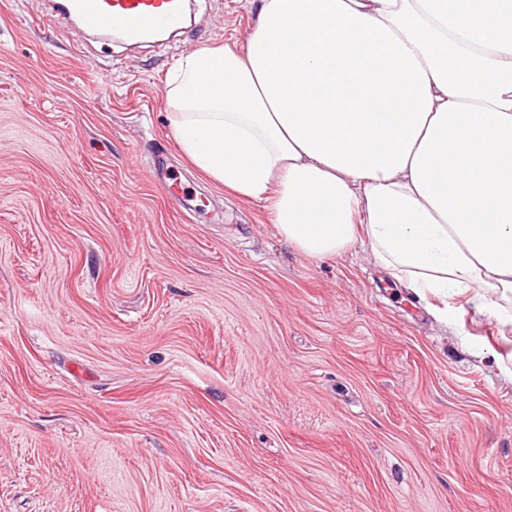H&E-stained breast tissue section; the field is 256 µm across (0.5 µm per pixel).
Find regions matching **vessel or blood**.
<instances>
[{
    "instance_id": "b4317fda",
    "label": "vessel or blood",
    "mask_w": 512,
    "mask_h": 512,
    "mask_svg": "<svg viewBox=\"0 0 512 512\" xmlns=\"http://www.w3.org/2000/svg\"><path fill=\"white\" fill-rule=\"evenodd\" d=\"M49 14L72 25L75 41L105 32L137 44L157 32L179 30L185 6L184 0H51Z\"/></svg>"
}]
</instances>
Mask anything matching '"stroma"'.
<instances>
[{
    "label": "stroma",
    "instance_id": "stroma-1",
    "mask_svg": "<svg viewBox=\"0 0 512 512\" xmlns=\"http://www.w3.org/2000/svg\"><path fill=\"white\" fill-rule=\"evenodd\" d=\"M44 12L0 0V512H512V331L295 252L173 140L169 70L253 0L137 46Z\"/></svg>",
    "mask_w": 512,
    "mask_h": 512
}]
</instances>
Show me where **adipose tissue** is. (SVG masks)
Here are the masks:
<instances>
[{
	"mask_svg": "<svg viewBox=\"0 0 512 512\" xmlns=\"http://www.w3.org/2000/svg\"><path fill=\"white\" fill-rule=\"evenodd\" d=\"M182 56V155L311 258L358 237L417 295L512 303V0H258Z\"/></svg>",
	"mask_w": 512,
	"mask_h": 512,
	"instance_id": "ef3b65f1",
	"label": "adipose tissue"
}]
</instances>
